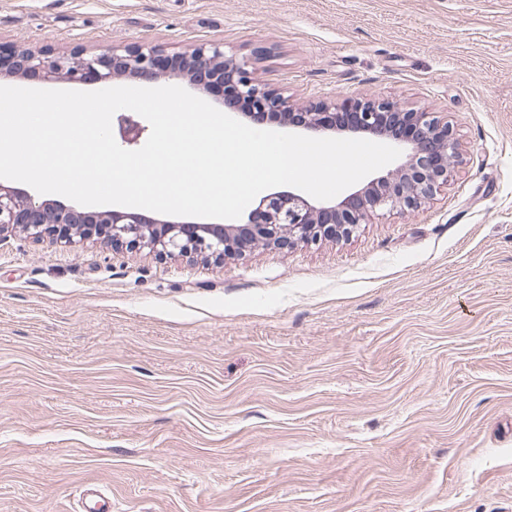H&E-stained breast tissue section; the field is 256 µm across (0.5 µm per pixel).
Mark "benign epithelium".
I'll return each mask as SVG.
<instances>
[{
  "label": "benign epithelium",
  "mask_w": 512,
  "mask_h": 512,
  "mask_svg": "<svg viewBox=\"0 0 512 512\" xmlns=\"http://www.w3.org/2000/svg\"><path fill=\"white\" fill-rule=\"evenodd\" d=\"M12 56V77L41 74L71 83L92 79L103 88L127 78L148 85L176 79L197 87L200 74H219L270 123L312 134L386 141L402 154L394 168L336 201H315L293 188L268 193L257 205L264 216L261 224H194L154 218L135 209L85 211L40 201L0 183V236L21 228L36 241L64 239L78 229L111 248L147 249L160 257H200L222 264L227 257H243L259 248L289 249L348 239L374 213L421 207L448 185L463 162L453 128L434 112L407 109L387 98H347L294 108L255 82L248 61L226 56L218 43L194 45L181 56L185 69L180 73L162 70L163 50L157 46L108 47L92 55L21 49Z\"/></svg>",
  "instance_id": "obj_1"
}]
</instances>
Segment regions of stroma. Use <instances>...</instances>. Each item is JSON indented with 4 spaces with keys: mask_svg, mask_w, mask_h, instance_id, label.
<instances>
[{
    "mask_svg": "<svg viewBox=\"0 0 512 512\" xmlns=\"http://www.w3.org/2000/svg\"><path fill=\"white\" fill-rule=\"evenodd\" d=\"M215 41L464 161L346 241L214 264L0 240V512H512V0H0V45Z\"/></svg>",
    "mask_w": 512,
    "mask_h": 512,
    "instance_id": "35a3bbf8",
    "label": "stroma"
}]
</instances>
